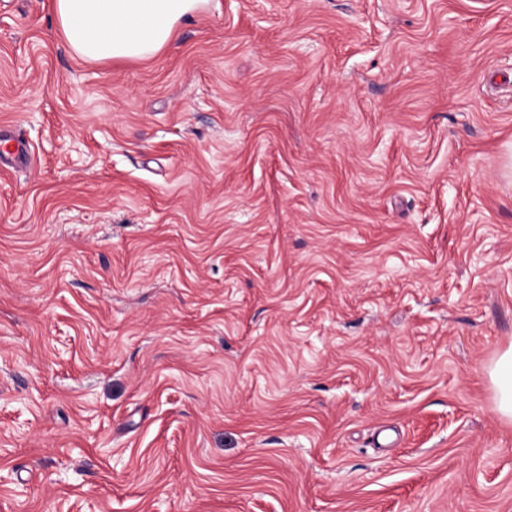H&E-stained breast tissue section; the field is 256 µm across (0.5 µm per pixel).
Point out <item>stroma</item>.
I'll return each instance as SVG.
<instances>
[{"mask_svg": "<svg viewBox=\"0 0 512 512\" xmlns=\"http://www.w3.org/2000/svg\"><path fill=\"white\" fill-rule=\"evenodd\" d=\"M4 127L0 512H512V0H0ZM208 0H52L63 36L85 61L142 59L172 39ZM489 374L495 386L497 412L512 420V347L493 363Z\"/></svg>", "mask_w": 512, "mask_h": 512, "instance_id": "35a3bbf8", "label": "stroma"}]
</instances>
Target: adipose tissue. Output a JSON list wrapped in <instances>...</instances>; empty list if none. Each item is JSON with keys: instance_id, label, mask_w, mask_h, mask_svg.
I'll list each match as a JSON object with an SVG mask.
<instances>
[{"instance_id": "obj_1", "label": "adipose tissue", "mask_w": 512, "mask_h": 512, "mask_svg": "<svg viewBox=\"0 0 512 512\" xmlns=\"http://www.w3.org/2000/svg\"><path fill=\"white\" fill-rule=\"evenodd\" d=\"M208 0H52L56 22L83 60L142 59L172 39Z\"/></svg>"}]
</instances>
